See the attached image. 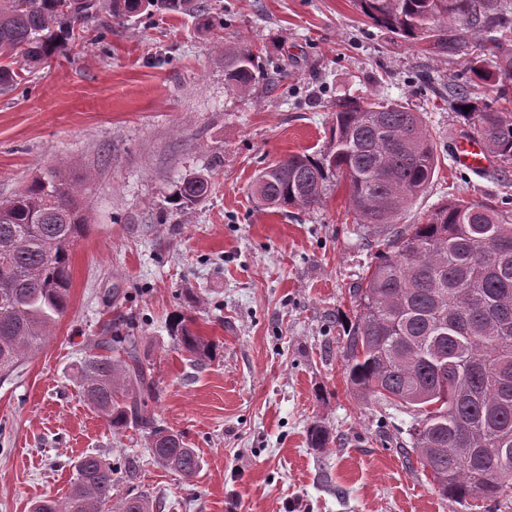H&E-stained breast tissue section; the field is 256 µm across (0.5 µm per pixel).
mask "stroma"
Instances as JSON below:
<instances>
[{"label":"stroma","instance_id":"obj_1","mask_svg":"<svg viewBox=\"0 0 512 512\" xmlns=\"http://www.w3.org/2000/svg\"><path fill=\"white\" fill-rule=\"evenodd\" d=\"M204 17L86 29L66 55L0 94V201L58 162L89 207L71 255L69 307L52 335L0 376V512L64 496L83 454L121 471L113 501L160 512H471L442 498L399 445L412 416L380 417L347 382L349 291L384 233L355 223L339 186L319 208H258L257 173L326 145L336 100L382 98L422 112L438 165L401 214L419 224L461 196L512 211V164L455 167L471 137L448 106L451 84L489 97L464 54L436 56L373 25L357 0H206ZM250 44L266 74L248 92L224 80V48ZM208 175L207 201L180 210L181 178ZM216 343L185 352L178 318ZM134 336L153 380V427L115 436L84 401L77 368L108 328ZM327 433L325 447L309 432ZM181 436L191 478L158 464L152 428Z\"/></svg>","mask_w":512,"mask_h":512}]
</instances>
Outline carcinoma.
<instances>
[{
  "label": "carcinoma",
  "mask_w": 512,
  "mask_h": 512,
  "mask_svg": "<svg viewBox=\"0 0 512 512\" xmlns=\"http://www.w3.org/2000/svg\"><path fill=\"white\" fill-rule=\"evenodd\" d=\"M377 25L434 55L460 52L466 32L493 35L468 58L473 76L495 89L478 102L458 86L450 106L500 162L512 163V18L490 0H357ZM202 16V0H0V92L15 89L22 71L62 54L93 24L104 41L111 23L131 14ZM261 72L247 45L224 48L228 85L247 92ZM469 107L464 112L463 107ZM438 162L422 113L392 101L344 98L326 148L293 154L265 167L253 184L262 209L311 210L331 178L348 182V211L358 224L383 229L424 192ZM203 174L183 179L175 193L181 209L206 200ZM89 226L88 211L70 170L53 168L0 202V373L7 374L40 345L68 309L70 256ZM351 298L355 322L343 346L350 385L373 398L383 413L412 408L410 445H400L409 467L432 475L435 491L460 503L482 502L484 512L512 509V216L490 204L453 197L420 224L394 229L385 250L359 277ZM186 352L208 359L213 342L181 328ZM85 401L120 435L138 421L150 425L145 396L152 391L130 336H103L78 369ZM155 460L184 477L199 457L164 431L152 435ZM62 498L45 497L30 512H110L117 469L98 455L74 463ZM136 496L120 512H152Z\"/></svg>",
  "instance_id": "cac0c4a2"
}]
</instances>
